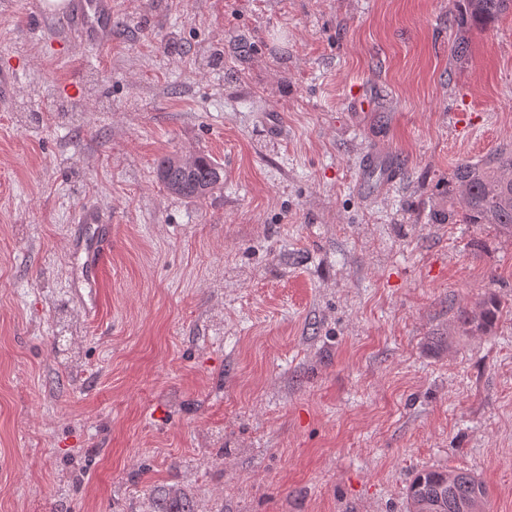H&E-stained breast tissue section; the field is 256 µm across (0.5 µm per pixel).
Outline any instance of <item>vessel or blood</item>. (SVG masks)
I'll use <instances>...</instances> for the list:
<instances>
[{
  "label": "vessel or blood",
  "mask_w": 512,
  "mask_h": 512,
  "mask_svg": "<svg viewBox=\"0 0 512 512\" xmlns=\"http://www.w3.org/2000/svg\"><path fill=\"white\" fill-rule=\"evenodd\" d=\"M67 6L59 20L64 25L70 40L81 47L107 49L112 44V0H66ZM397 167L382 151L366 155L364 160L365 186L377 190L392 182ZM79 223L94 225L90 237L76 240L74 246L84 254L82 275L88 284H97L102 258L112 241V223L98 212L85 211Z\"/></svg>",
  "instance_id": "obj_1"
}]
</instances>
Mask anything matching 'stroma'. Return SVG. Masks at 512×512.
Returning a JSON list of instances; mask_svg holds the SVG:
<instances>
[{
    "instance_id": "35a3bbf8",
    "label": "stroma",
    "mask_w": 512,
    "mask_h": 512,
    "mask_svg": "<svg viewBox=\"0 0 512 512\" xmlns=\"http://www.w3.org/2000/svg\"><path fill=\"white\" fill-rule=\"evenodd\" d=\"M114 2L101 52L0 0V512H404L424 469L512 512V235L446 219L458 163L512 146V13ZM374 147L402 176L369 197ZM179 154L223 182L171 195ZM177 156H166L157 165V174L171 193L185 198H202L223 181V169L206 157L188 170L176 162ZM77 224H95L96 228L89 238L77 239L72 244L83 252L82 275L90 286H96L102 258L112 241V221L103 219L96 211H84L79 215ZM500 305L494 298L483 300L478 311H463L460 315V324L462 331L468 333L470 331L482 332L490 334L496 326Z\"/></svg>"
}]
</instances>
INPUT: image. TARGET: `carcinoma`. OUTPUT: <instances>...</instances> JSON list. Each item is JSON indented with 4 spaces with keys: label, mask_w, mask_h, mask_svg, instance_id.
I'll return each instance as SVG.
<instances>
[{
    "label": "carcinoma",
    "mask_w": 512,
    "mask_h": 512,
    "mask_svg": "<svg viewBox=\"0 0 512 512\" xmlns=\"http://www.w3.org/2000/svg\"><path fill=\"white\" fill-rule=\"evenodd\" d=\"M461 23L483 29L512 9V0H456ZM157 174L170 192L185 198H202L223 181V169L206 157L188 170L166 156ZM448 222L496 224L512 232V150L499 149L476 162L459 164L448 182ZM500 305L489 298L475 312L460 315L462 331H493ZM488 491L468 472L424 470L411 480L406 512H486Z\"/></svg>",
    "instance_id": "cac0c4a2"
}]
</instances>
